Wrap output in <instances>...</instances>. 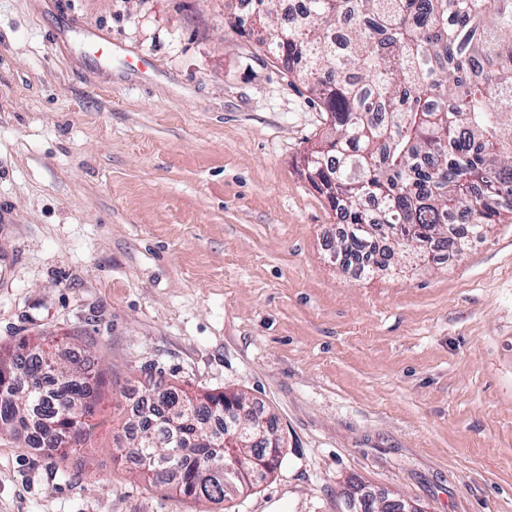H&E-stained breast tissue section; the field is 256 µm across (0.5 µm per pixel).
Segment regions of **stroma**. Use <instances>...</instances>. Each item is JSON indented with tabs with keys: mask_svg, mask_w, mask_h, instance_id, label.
Segmentation results:
<instances>
[{
	"mask_svg": "<svg viewBox=\"0 0 512 512\" xmlns=\"http://www.w3.org/2000/svg\"><path fill=\"white\" fill-rule=\"evenodd\" d=\"M237 11L0 0V353L47 336L102 372L72 449L0 435V512H345L353 482L512 512V223L341 271L303 163L326 115ZM149 365L274 415L276 471L215 505L116 460Z\"/></svg>",
	"mask_w": 512,
	"mask_h": 512,
	"instance_id": "35a3bbf8",
	"label": "stroma"
}]
</instances>
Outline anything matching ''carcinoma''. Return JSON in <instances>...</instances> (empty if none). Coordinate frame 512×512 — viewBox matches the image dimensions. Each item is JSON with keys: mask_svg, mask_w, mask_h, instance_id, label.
Returning a JSON list of instances; mask_svg holds the SVG:
<instances>
[{"mask_svg": "<svg viewBox=\"0 0 512 512\" xmlns=\"http://www.w3.org/2000/svg\"><path fill=\"white\" fill-rule=\"evenodd\" d=\"M279 25L281 0H248L263 43L309 88L331 126L304 162L346 234L342 265L387 231L399 252L457 254L493 224L512 223V0H302ZM374 199L379 212L366 200ZM0 360V433L52 454L85 433L92 393L74 370L24 339ZM153 404L130 424L141 471L179 495L221 503L212 438L233 432L224 392L194 398L147 374ZM176 450L172 466L154 458Z\"/></svg>", "mask_w": 512, "mask_h": 512, "instance_id": "carcinoma-1", "label": "carcinoma"}]
</instances>
